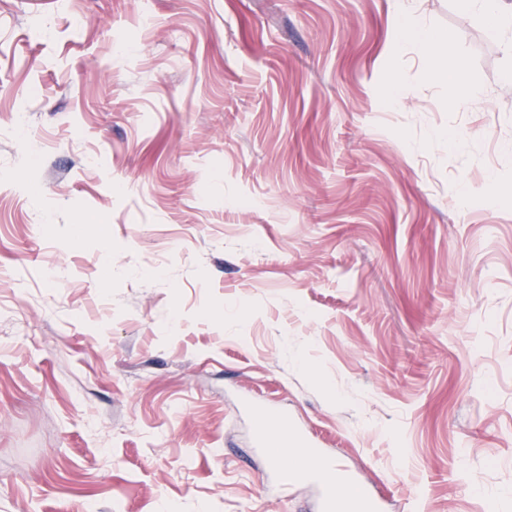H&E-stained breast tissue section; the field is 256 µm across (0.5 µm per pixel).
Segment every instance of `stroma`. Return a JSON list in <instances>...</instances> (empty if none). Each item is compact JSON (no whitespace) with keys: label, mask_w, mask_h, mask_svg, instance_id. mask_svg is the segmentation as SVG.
I'll list each match as a JSON object with an SVG mask.
<instances>
[{"label":"stroma","mask_w":512,"mask_h":512,"mask_svg":"<svg viewBox=\"0 0 512 512\" xmlns=\"http://www.w3.org/2000/svg\"><path fill=\"white\" fill-rule=\"evenodd\" d=\"M410 5L451 53L395 0H0V512H319L247 398L387 512H512V55ZM397 13L401 19V25L397 34L402 36L408 29L420 30L419 38L421 55L427 60H433L450 49V40L447 36L424 31V22L409 11L408 4L404 0L397 1ZM447 86L448 104L452 107L456 106L464 98L463 93H466L467 96H478L483 93L480 89L468 86L460 70H448Z\"/></svg>","instance_id":"stroma-1"}]
</instances>
